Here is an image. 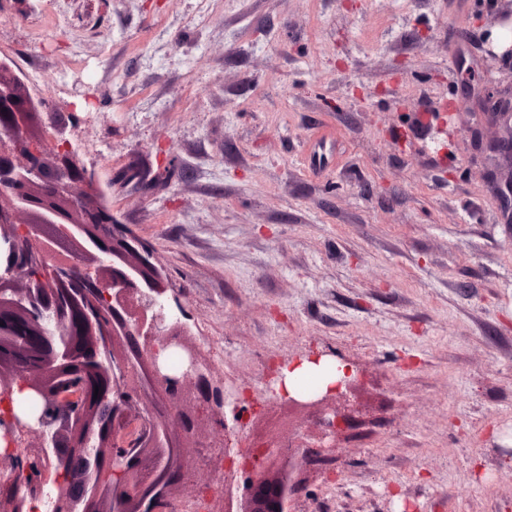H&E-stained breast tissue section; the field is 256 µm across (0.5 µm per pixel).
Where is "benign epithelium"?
Wrapping results in <instances>:
<instances>
[{
    "mask_svg": "<svg viewBox=\"0 0 512 512\" xmlns=\"http://www.w3.org/2000/svg\"><path fill=\"white\" fill-rule=\"evenodd\" d=\"M51 109L0 65V512H33L46 496L51 512H169L204 491L205 512H288L301 471L334 464L358 372L304 395L276 370L264 411H312L313 427L245 434L244 406L213 378L187 315H166L180 307L167 279L95 199L65 141L79 116ZM477 111L506 128L474 139L512 193V88L484 91ZM18 393L40 401L38 418L15 410ZM141 416L148 432L135 435Z\"/></svg>",
    "mask_w": 512,
    "mask_h": 512,
    "instance_id": "1",
    "label": "benign epithelium"
}]
</instances>
